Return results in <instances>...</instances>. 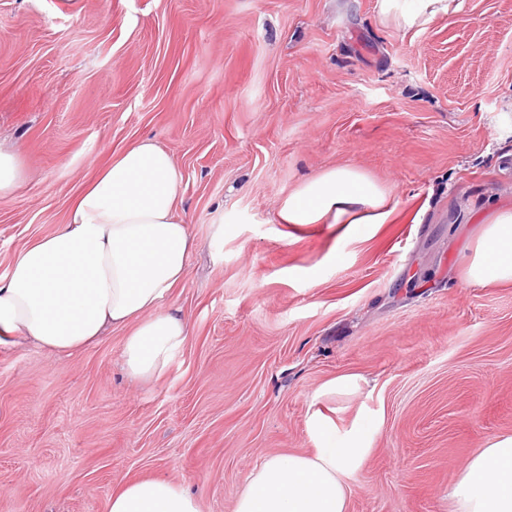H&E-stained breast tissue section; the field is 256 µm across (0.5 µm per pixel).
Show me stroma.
<instances>
[{
  "instance_id": "35a3bbf8",
  "label": "stroma",
  "mask_w": 512,
  "mask_h": 512,
  "mask_svg": "<svg viewBox=\"0 0 512 512\" xmlns=\"http://www.w3.org/2000/svg\"><path fill=\"white\" fill-rule=\"evenodd\" d=\"M144 137L199 242L172 295L189 335L140 380L120 329L70 356L0 343V512H107L144 477L233 512L267 457L313 448L317 409L381 419L348 512H453L459 470L512 433V285L460 268L512 205V0L411 28L378 0H0V146L25 171L0 197V275ZM343 165L391 191L388 223L280 222ZM343 374L357 393L314 400Z\"/></svg>"
}]
</instances>
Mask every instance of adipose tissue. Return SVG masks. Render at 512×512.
<instances>
[{"instance_id": "ef3b65f1", "label": "adipose tissue", "mask_w": 512, "mask_h": 512, "mask_svg": "<svg viewBox=\"0 0 512 512\" xmlns=\"http://www.w3.org/2000/svg\"><path fill=\"white\" fill-rule=\"evenodd\" d=\"M182 174L149 138L114 155L71 203L48 237L19 250L0 277V339L30 341L57 354L82 351L107 329H122L121 358L132 379L162 375L182 349L188 325L170 305L198 242L178 214ZM395 205L361 169H327L282 204L285 224H339L364 239ZM473 286L512 284V206L479 223L463 258ZM307 453H277L255 469L235 512H347L348 480L368 453L377 422L339 428L321 411L308 419ZM454 512H512V433L487 441L454 482ZM107 512H199L182 485L157 478L124 483Z\"/></svg>"}]
</instances>
